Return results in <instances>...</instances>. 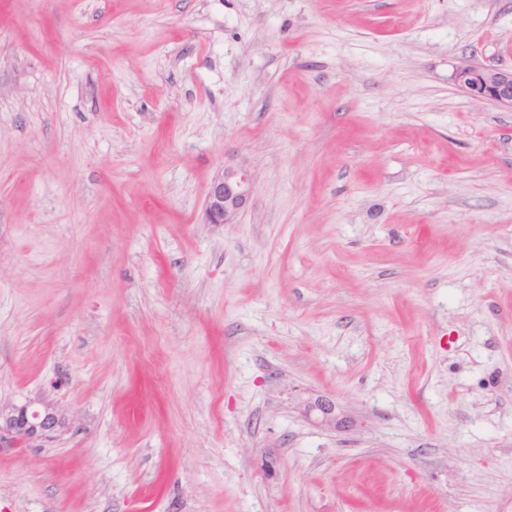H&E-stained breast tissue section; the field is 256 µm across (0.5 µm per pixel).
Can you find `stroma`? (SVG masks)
Returning a JSON list of instances; mask_svg holds the SVG:
<instances>
[{
    "instance_id": "stroma-1",
    "label": "stroma",
    "mask_w": 512,
    "mask_h": 512,
    "mask_svg": "<svg viewBox=\"0 0 512 512\" xmlns=\"http://www.w3.org/2000/svg\"><path fill=\"white\" fill-rule=\"evenodd\" d=\"M461 64L512 0H0V403L69 419L0 512H512V108ZM252 193L247 170L224 167L212 179L205 197L204 218L207 224H232L244 209ZM299 407L307 418L326 429L336 430L339 420L336 418V403L327 397H310L301 401Z\"/></svg>"
}]
</instances>
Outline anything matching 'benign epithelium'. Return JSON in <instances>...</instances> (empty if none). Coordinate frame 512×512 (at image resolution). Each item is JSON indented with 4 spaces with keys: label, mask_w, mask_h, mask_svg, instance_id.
<instances>
[{
    "label": "benign epithelium",
    "mask_w": 512,
    "mask_h": 512,
    "mask_svg": "<svg viewBox=\"0 0 512 512\" xmlns=\"http://www.w3.org/2000/svg\"><path fill=\"white\" fill-rule=\"evenodd\" d=\"M454 84L470 96L512 107V67L463 64L452 73ZM252 193L247 170L226 167L212 179L205 197L204 218L207 224H230L244 209ZM303 414L318 425L334 430L339 424L336 403L327 397H310L300 402ZM67 425V418L55 405L44 402L42 408L31 404H0V447L32 445Z\"/></svg>",
    "instance_id": "7a95c632"
}]
</instances>
